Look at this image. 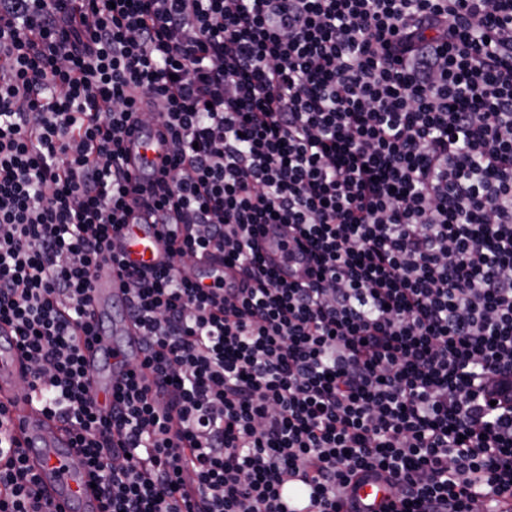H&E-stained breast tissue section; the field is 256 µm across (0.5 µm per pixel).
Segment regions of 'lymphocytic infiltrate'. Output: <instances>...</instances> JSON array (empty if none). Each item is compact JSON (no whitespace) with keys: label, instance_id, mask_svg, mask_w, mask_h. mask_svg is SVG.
Returning <instances> with one entry per match:
<instances>
[{"label":"lymphocytic infiltrate","instance_id":"obj_1","mask_svg":"<svg viewBox=\"0 0 512 512\" xmlns=\"http://www.w3.org/2000/svg\"><path fill=\"white\" fill-rule=\"evenodd\" d=\"M170 145L124 267V144ZM284 224L306 277L264 264ZM239 275L206 287L210 253ZM141 357L102 410L95 271ZM102 512L512 504V0H0V324ZM0 512H50L0 435ZM130 224L116 235V253L133 266L153 267L160 265L167 257L166 240L160 224H147L144 217L135 214ZM93 307L97 316L109 312L125 297L123 281L117 268L111 265L100 267L94 275ZM350 496L359 504L361 510H367L365 504H371L372 510H379L388 502L390 492L388 484L376 478L360 481L355 488L349 489Z\"/></svg>","mask_w":512,"mask_h":512}]
</instances>
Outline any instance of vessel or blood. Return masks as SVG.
Instances as JSON below:
<instances>
[{"mask_svg": "<svg viewBox=\"0 0 512 512\" xmlns=\"http://www.w3.org/2000/svg\"><path fill=\"white\" fill-rule=\"evenodd\" d=\"M128 167L133 181L145 182L160 176L167 153L155 133L137 130L125 142ZM116 252L127 264L138 267L160 265L167 257L166 240L160 225L144 217L132 218L116 236ZM265 263L281 277L302 279V268L293 266L277 246L264 244ZM93 307L97 314L109 312L125 296L116 268L100 267L94 275ZM136 328L114 321L98 337L87 361L93 369L96 395L108 404L113 386L137 357ZM29 373L15 339L0 338V403L9 409L7 437L25 453L28 467L37 475L43 500L51 512H100L101 504L82 457L72 448L70 436L48 416L37 398L25 392ZM360 504L379 512L390 495L385 481L368 478L350 489Z\"/></svg>", "mask_w": 512, "mask_h": 512, "instance_id": "obj_1", "label": "vessel or blood"}]
</instances>
